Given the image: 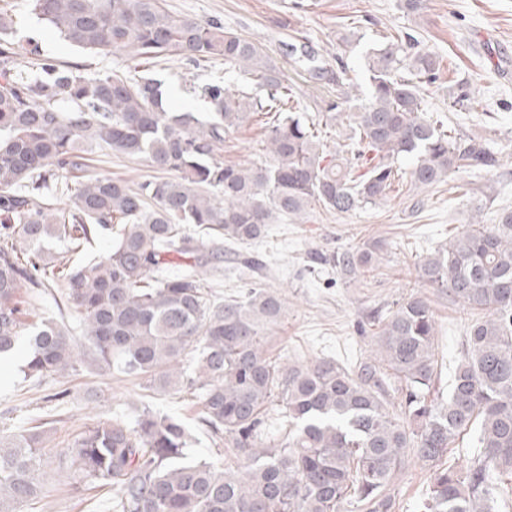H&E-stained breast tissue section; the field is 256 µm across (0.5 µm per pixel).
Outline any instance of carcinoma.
<instances>
[{
	"mask_svg": "<svg viewBox=\"0 0 512 512\" xmlns=\"http://www.w3.org/2000/svg\"><path fill=\"white\" fill-rule=\"evenodd\" d=\"M28 7L85 51L131 60L169 55L192 66L221 58L265 91L255 97L205 83L198 92L211 113L202 122L170 111L167 89L153 78L130 70L87 76L60 64L17 36L13 15L0 9V359L23 347L30 378L63 375L82 359L117 365L158 390H191L201 423L229 438L240 460L233 467L188 458L186 426L145 412L132 425L102 421L74 440L62 468L73 487L96 482L112 512H340L345 502L359 512H391L392 487L411 452L431 471L421 512H495L498 486L512 478V207L420 263L432 287L479 311L446 399L434 396L436 322L423 297L396 304L376 350L354 370L328 358L290 367L269 352L282 301L257 282L258 260L240 259L251 283L239 299H213L206 282L221 273L227 241L257 243L276 219L302 216L316 201L347 213L384 199L401 159L412 161L416 189L497 169L500 152L489 140L454 136L425 109L421 88L437 78L438 57L407 58L390 38L367 56L361 101L345 71L303 54L311 79L336 82L325 124L360 101L351 143L330 153L315 123L282 115L291 88L262 49L216 19L174 16L161 0H28ZM21 58L35 77L17 70ZM451 99L458 111L475 104L463 87ZM263 111L275 113L272 161L218 160L230 129ZM97 147L144 158L168 177L115 179L95 170ZM105 237L106 254L85 265L46 248L64 241L78 256ZM376 255L372 245L316 252L312 260L354 272ZM24 287L58 292L77 313L87 349L52 320L26 324ZM190 354L191 375L183 365ZM392 380L397 413L389 411ZM276 401L285 433L266 445ZM47 425L0 442V512H23L59 481ZM473 429V463L462 473L446 458Z\"/></svg>",
	"mask_w": 512,
	"mask_h": 512,
	"instance_id": "1",
	"label": "carcinoma"
}]
</instances>
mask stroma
I'll use <instances>...</instances> for the list:
<instances>
[{
	"label": "stroma",
	"instance_id": "obj_1",
	"mask_svg": "<svg viewBox=\"0 0 512 512\" xmlns=\"http://www.w3.org/2000/svg\"><path fill=\"white\" fill-rule=\"evenodd\" d=\"M162 0L175 16L217 18L225 30L259 45L271 64L296 92L300 113L321 119L326 100L335 98L332 83L314 84L299 55L312 51L328 62L343 60L351 82L366 81L368 52L386 36L408 39L411 52H430L440 61L439 75L424 85L428 111L448 117L450 129L464 137L487 139L502 154V164L485 174L463 172L438 185L416 189L409 179L393 182L386 198L365 208L339 213L312 204L300 220L269 225L263 241L247 251L266 267L263 285L283 301V313L272 330L270 351L289 366H306L331 358L353 368L374 346L378 321L397 301L428 298L436 320L435 350L439 374L436 389L447 397L454 370L465 354V336L474 312L459 301L439 297L422 278L419 265L452 237L475 223H493L497 210L512 206V0H423L420 10L404 0ZM26 34L43 51L67 65H84L87 74L113 69L119 59L77 49L26 10L25 0H0ZM146 76L174 86L182 82L225 81L234 91L257 92L254 81L214 60L195 69L164 56L144 68ZM464 84L477 101L474 110L455 111L448 88ZM267 117H254L229 132L220 153L227 164L249 166L270 161L266 149ZM378 243L374 269L346 276L329 265L311 263L314 252L357 251ZM65 391L64 402L49 428L53 463H60L73 438L101 419L133 422L150 410L181 419L194 441L195 458L235 463L228 439L212 437L200 422L201 405L190 391H157L117 369L82 365L69 375L25 380L20 364L0 372V438L33 426L47 408L46 398ZM430 481L427 466L407 457L395 482V512H415ZM47 512H111L100 490H72L57 483L43 500Z\"/></svg>",
	"mask_w": 512,
	"mask_h": 512
}]
</instances>
